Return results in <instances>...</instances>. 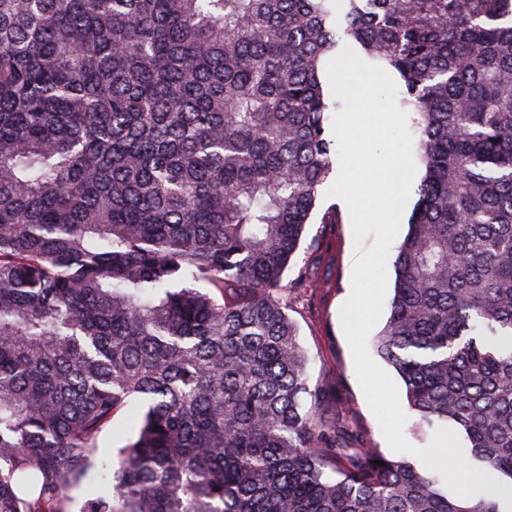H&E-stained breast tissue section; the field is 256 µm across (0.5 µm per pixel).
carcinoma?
<instances>
[{
	"label": "carcinoma",
	"mask_w": 512,
	"mask_h": 512,
	"mask_svg": "<svg viewBox=\"0 0 512 512\" xmlns=\"http://www.w3.org/2000/svg\"><path fill=\"white\" fill-rule=\"evenodd\" d=\"M346 46L424 167L374 347L490 493L336 423L288 315ZM136 404L83 512H504L512 0H0V512H64ZM137 413L135 409L122 411L116 414L112 420V426L108 427L98 438V448L94 456L95 468L89 477L80 485H75L68 492L69 500L65 501L64 507L68 512H80L85 501L90 498L89 484L92 478L98 479L100 464L103 460L115 458L118 451L127 443L129 438L136 434V427L133 416Z\"/></svg>",
	"instance_id": "cac0c4a2"
}]
</instances>
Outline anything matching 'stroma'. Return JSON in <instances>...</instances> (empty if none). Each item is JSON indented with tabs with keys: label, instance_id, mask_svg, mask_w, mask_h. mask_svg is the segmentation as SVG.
<instances>
[{
	"label": "stroma",
	"instance_id": "obj_1",
	"mask_svg": "<svg viewBox=\"0 0 512 512\" xmlns=\"http://www.w3.org/2000/svg\"><path fill=\"white\" fill-rule=\"evenodd\" d=\"M337 211L339 223H324L329 211ZM374 235L363 243L354 239L349 210L339 198L319 195L306 226L296 266L286 272L288 314L299 328L308 356V372L315 382H324L349 404L353 425L381 451L389 446L371 412L358 382L353 354L341 322V309L352 292L351 274L359 247H371ZM133 411L116 414L98 438L95 462L116 457L136 433Z\"/></svg>",
	"mask_w": 512,
	"mask_h": 512
}]
</instances>
